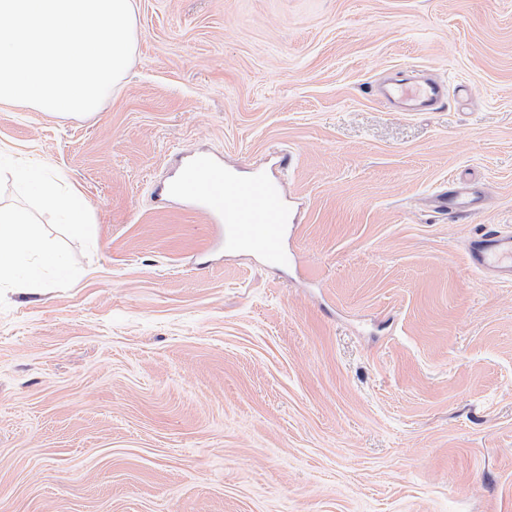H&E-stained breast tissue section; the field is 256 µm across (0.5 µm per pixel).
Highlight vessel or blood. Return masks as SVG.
Masks as SVG:
<instances>
[{
    "mask_svg": "<svg viewBox=\"0 0 512 512\" xmlns=\"http://www.w3.org/2000/svg\"><path fill=\"white\" fill-rule=\"evenodd\" d=\"M389 97L429 107L441 102L443 91L432 81L400 80ZM175 194L198 203L200 213L220 227L219 242L228 250L249 248L273 261L284 257L281 239L288 216L281 183L258 173L232 178L207 156H195L181 167ZM474 265L512 277V236L493 230L470 244Z\"/></svg>",
    "mask_w": 512,
    "mask_h": 512,
    "instance_id": "vessel-or-blood-1",
    "label": "vessel or blood"
}]
</instances>
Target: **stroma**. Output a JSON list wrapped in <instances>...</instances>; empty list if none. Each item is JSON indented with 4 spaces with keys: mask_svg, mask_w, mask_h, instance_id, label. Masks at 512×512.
<instances>
[{
    "mask_svg": "<svg viewBox=\"0 0 512 512\" xmlns=\"http://www.w3.org/2000/svg\"><path fill=\"white\" fill-rule=\"evenodd\" d=\"M136 17L98 112L0 104L92 228L0 175L78 272L0 288V512H512V280L465 250L512 230V0ZM402 75L446 102L395 111ZM189 152L283 180L287 263L197 253L216 225L156 197Z\"/></svg>",
    "mask_w": 512,
    "mask_h": 512,
    "instance_id": "35a3bbf8",
    "label": "stroma"
}]
</instances>
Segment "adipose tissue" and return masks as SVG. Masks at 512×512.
Returning <instances> with one entry per match:
<instances>
[{
	"label": "adipose tissue",
	"instance_id": "1",
	"mask_svg": "<svg viewBox=\"0 0 512 512\" xmlns=\"http://www.w3.org/2000/svg\"><path fill=\"white\" fill-rule=\"evenodd\" d=\"M16 175L32 196L46 202L73 228L85 230V206L74 193H60L43 166H22ZM48 271L60 279L77 275L52 243L35 230L26 213L0 206V280L33 292L44 287Z\"/></svg>",
	"mask_w": 512,
	"mask_h": 512
}]
</instances>
